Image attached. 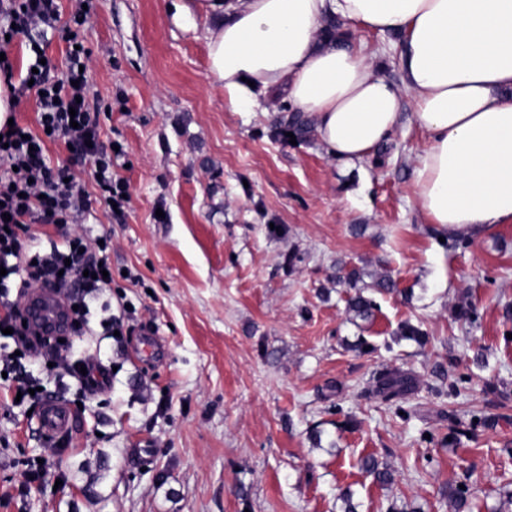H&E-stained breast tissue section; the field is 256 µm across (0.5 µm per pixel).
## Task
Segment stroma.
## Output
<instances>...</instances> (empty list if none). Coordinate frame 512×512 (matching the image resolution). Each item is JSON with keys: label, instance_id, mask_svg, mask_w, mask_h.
Listing matches in <instances>:
<instances>
[{"label": "stroma", "instance_id": "1", "mask_svg": "<svg viewBox=\"0 0 512 512\" xmlns=\"http://www.w3.org/2000/svg\"><path fill=\"white\" fill-rule=\"evenodd\" d=\"M206 24L173 19L166 0H98L80 30L130 201L122 219L96 204L66 232L106 238L100 301L134 333L73 337L112 383L87 399L73 380L56 388L77 410L52 460L62 480L25 496L44 443L0 384V512H339L346 489L359 512H450L452 485L464 512H512V224L440 242L417 203L424 136L408 118L385 152L345 164L319 135L274 134L282 100L231 109ZM342 263L396 281L372 321L347 313ZM463 295L476 322L455 315ZM405 321L425 344L394 342ZM143 327L159 354L138 353ZM360 338L370 352L353 350ZM388 367L416 376L407 400L375 394ZM368 455L393 484L361 469Z\"/></svg>", "mask_w": 512, "mask_h": 512}]
</instances>
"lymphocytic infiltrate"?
I'll return each mask as SVG.
<instances>
[{
    "instance_id": "lymphocytic-infiltrate-1",
    "label": "lymphocytic infiltrate",
    "mask_w": 512,
    "mask_h": 512,
    "mask_svg": "<svg viewBox=\"0 0 512 512\" xmlns=\"http://www.w3.org/2000/svg\"><path fill=\"white\" fill-rule=\"evenodd\" d=\"M94 0H75L69 21L61 19L60 0H0V53L10 40L29 41L30 64L37 72L32 82H14L11 60H0V81L9 84L13 99L34 96L37 132L21 125L0 126V373H6L20 393L22 402L42 404L50 392L46 378L62 383L76 380L84 390H93L97 380L93 362L74 358L69 343L48 337L32 340L19 309L23 292L38 285L65 294L74 311L71 333L85 336L91 331V307L112 280V265L105 250L89 251L83 238L66 239L49 250L37 244L47 238L48 226L75 223L89 211L92 201L105 208L125 209L129 188L114 168L119 151L106 150L100 143V110L91 101L89 76L83 67L88 50L81 47L78 31L90 19ZM57 34L66 44L64 69L43 61L41 40L35 29ZM68 146V164L51 165L48 144ZM90 163L96 197H89L79 184L76 168ZM38 343L48 362L46 375H39L24 363L21 353Z\"/></svg>"
}]
</instances>
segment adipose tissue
I'll list each match as a JSON object with an SVG mask.
<instances>
[{
	"label": "adipose tissue",
	"instance_id": "ef3b65f1",
	"mask_svg": "<svg viewBox=\"0 0 512 512\" xmlns=\"http://www.w3.org/2000/svg\"><path fill=\"white\" fill-rule=\"evenodd\" d=\"M208 19L209 73L233 110L284 98L313 116L329 154L363 160L404 106L425 135L417 202L444 231L512 224V0H177ZM343 30L330 34L328 20ZM400 36L399 81L345 36Z\"/></svg>",
	"mask_w": 512,
	"mask_h": 512
}]
</instances>
